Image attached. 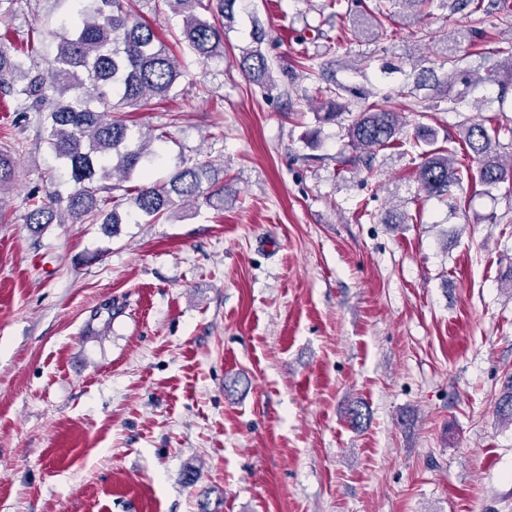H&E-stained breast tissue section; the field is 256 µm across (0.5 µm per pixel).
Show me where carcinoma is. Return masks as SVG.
<instances>
[{
    "label": "carcinoma",
    "instance_id": "carcinoma-1",
    "mask_svg": "<svg viewBox=\"0 0 512 512\" xmlns=\"http://www.w3.org/2000/svg\"><path fill=\"white\" fill-rule=\"evenodd\" d=\"M182 16L178 41L196 56L209 60L224 56V32L232 28L238 0H164ZM382 27L375 13L357 19L360 34ZM267 33L257 25L252 46L242 50L238 66L253 83L275 86L274 70L262 50ZM185 76L170 47L147 23L132 17L126 0H78L69 33L60 36L48 77L36 70L33 52L13 60L0 52V91L10 97L16 112H45L46 141L63 162L75 183L67 196L49 194L29 211L26 223L123 224L130 214H142L157 222L169 218L177 204L201 197L224 202V187L210 175L211 166L183 161L166 182H144L130 194L131 213L106 212L110 193L120 189L108 183L136 173L147 174L157 153L139 130L126 123L123 112L139 110L154 99L167 97ZM480 79L456 68L448 70L433 87L452 88L457 82ZM338 85L315 88L316 100L325 110L323 119L334 121L346 110ZM402 113L371 103L357 113L347 128L350 146L371 153L399 141ZM466 152L478 163L479 181L495 187L512 181V161L500 155L496 134L481 122L462 129ZM455 153L431 149L422 153L416 170L421 190L430 198L448 196L459 182ZM15 179L13 159L0 152V192ZM497 417L512 424V382L496 403Z\"/></svg>",
    "mask_w": 512,
    "mask_h": 512
}]
</instances>
